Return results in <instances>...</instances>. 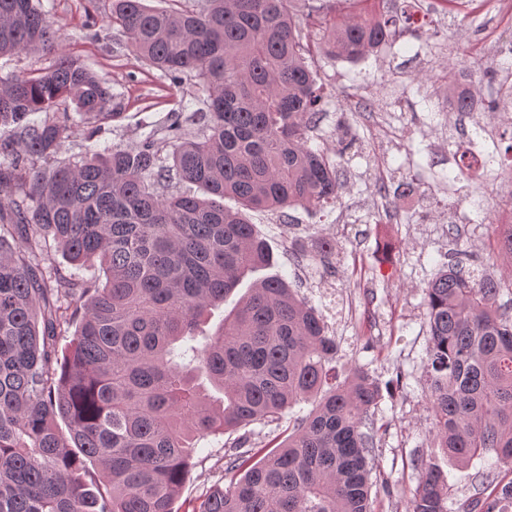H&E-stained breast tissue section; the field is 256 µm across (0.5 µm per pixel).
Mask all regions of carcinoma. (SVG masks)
Wrapping results in <instances>:
<instances>
[{"label": "carcinoma", "mask_w": 512, "mask_h": 512, "mask_svg": "<svg viewBox=\"0 0 512 512\" xmlns=\"http://www.w3.org/2000/svg\"><path fill=\"white\" fill-rule=\"evenodd\" d=\"M290 3L112 0L110 22L135 55L206 95L198 132L186 128L197 118L173 112L164 142L150 132L127 148L99 144L102 123L120 117L112 86L61 49L35 0H0V56L58 52L50 69L0 75V512H175L199 440L226 432L239 433L230 483L194 512H373L363 427L383 388L360 367L338 381L322 314L268 277L202 334L212 307L274 263L224 198L267 210L338 203L337 164L311 146L327 103L315 63L360 61L400 22L319 12L304 36ZM64 98L80 120L57 111ZM76 131L80 160L54 163ZM172 178L204 197L157 190ZM52 245L105 281L47 274ZM445 259L424 292L437 447L462 467L511 466L512 300L500 302L502 280L466 267V251ZM65 302L75 331L60 354ZM303 402L308 414L255 446L248 427ZM415 466L409 512H448L445 473ZM467 512H512V482L479 491Z\"/></svg>", "instance_id": "cac0c4a2"}]
</instances>
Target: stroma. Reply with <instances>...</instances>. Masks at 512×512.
Listing matches in <instances>:
<instances>
[{"label": "stroma", "mask_w": 512, "mask_h": 512, "mask_svg": "<svg viewBox=\"0 0 512 512\" xmlns=\"http://www.w3.org/2000/svg\"><path fill=\"white\" fill-rule=\"evenodd\" d=\"M42 2L62 29L67 53L106 77L117 95L121 116L105 123L103 142L136 146L171 113L201 109L192 81L171 82L136 58L124 34L109 22L111 0ZM457 3L446 19L436 0H402L412 20L393 42L357 63L319 57L317 76L329 97L317 143L332 154L342 135L355 140L341 167L342 201L321 212L300 213L294 225L270 212L247 214L273 249L275 273L324 313L338 346L334 366L361 365L392 385L372 419L377 430L372 479L393 488L389 495L377 492L375 512H406L419 480L415 459L431 461L447 474L450 512L472 498L474 477L485 468L480 460L455 468L431 447L425 368L423 290L449 244L471 251L479 265L494 258V275L512 270L501 255L497 225L485 219L486 211L506 209L498 183L486 177L447 179L456 168L457 151L478 154L488 143L500 150L503 165L512 166L506 150L512 109H438L456 73L472 65L473 51H482L498 75L491 83L476 80V98L496 94L502 75L512 76V51L497 52L486 43L488 33L500 27L496 10ZM479 127L485 131L481 139L475 136ZM410 179L417 194H397V185ZM323 238L336 242L325 262L315 257ZM233 440L227 433L199 442L176 512H191L214 485L228 484L224 462Z\"/></svg>", "instance_id": "35a3bbf8"}]
</instances>
